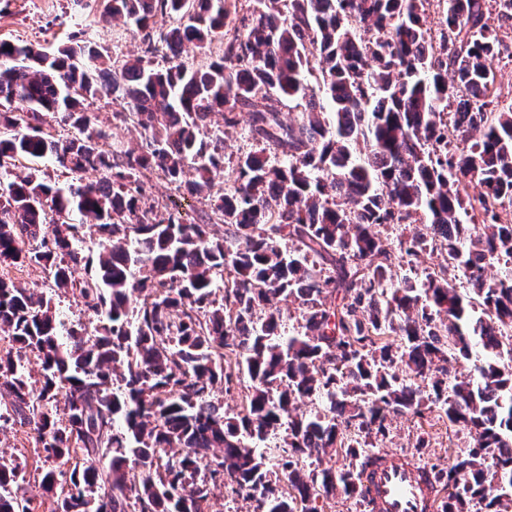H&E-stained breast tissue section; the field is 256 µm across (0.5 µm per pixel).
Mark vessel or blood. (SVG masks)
I'll return each mask as SVG.
<instances>
[{"label":"vessel or blood","mask_w":512,"mask_h":512,"mask_svg":"<svg viewBox=\"0 0 512 512\" xmlns=\"http://www.w3.org/2000/svg\"><path fill=\"white\" fill-rule=\"evenodd\" d=\"M369 512H437L440 493L429 468L387 459L361 475Z\"/></svg>","instance_id":"1"}]
</instances>
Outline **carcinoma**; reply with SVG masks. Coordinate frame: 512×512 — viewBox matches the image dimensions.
<instances>
[{
  "mask_svg": "<svg viewBox=\"0 0 512 512\" xmlns=\"http://www.w3.org/2000/svg\"><path fill=\"white\" fill-rule=\"evenodd\" d=\"M438 3L434 36L430 0H248L232 20L226 0H101L100 18L143 45L116 67L85 43L0 38V420L69 465L42 477L53 512H208L217 491L254 512H322L361 496L389 418L425 408L470 437L431 467L441 512H512V98L493 88L508 47L491 23L512 21V0ZM216 41L215 59L185 65L186 45ZM104 93L137 146L87 111ZM243 112L253 149L226 179L224 136ZM49 115L75 134L56 137ZM45 160L72 180L3 181ZM153 172L215 198L204 222L148 202ZM395 224L415 225L397 239L408 263L441 262L394 277ZM81 266L94 271L78 281ZM29 267L94 331L3 275ZM288 297L303 324L287 336ZM477 350L473 374L448 368ZM233 387L245 404L231 416L215 393ZM104 448L107 465L90 463ZM333 453L349 463L321 467ZM18 472L0 456V512H34Z\"/></svg>",
  "mask_w": 512,
  "mask_h": 512,
  "instance_id": "1",
  "label": "carcinoma"
}]
</instances>
